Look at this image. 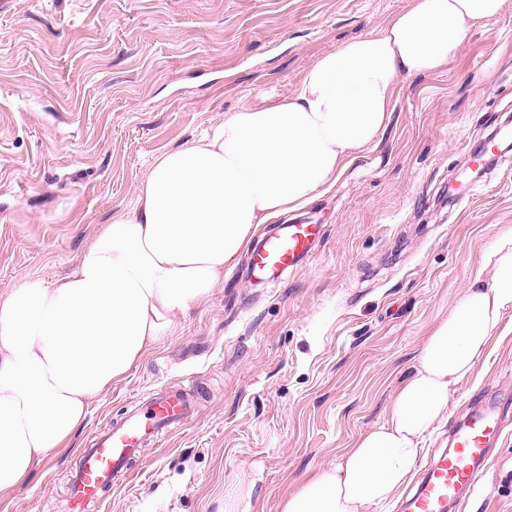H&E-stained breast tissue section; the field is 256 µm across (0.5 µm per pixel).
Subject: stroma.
<instances>
[{
	"label": "stroma",
	"mask_w": 512,
	"mask_h": 512,
	"mask_svg": "<svg viewBox=\"0 0 512 512\" xmlns=\"http://www.w3.org/2000/svg\"><path fill=\"white\" fill-rule=\"evenodd\" d=\"M406 0H0V293L66 273L135 201L153 158L258 94L295 89L314 59L383 25ZM512 120V0L448 66L400 81L378 147L296 219L327 237L267 288L229 268L174 336L93 401L69 447L0 512H56L95 426L148 388L194 390L197 418L140 452L101 512H280L381 420L433 324L512 229V150L448 185ZM512 393V332L449 400ZM465 512H512V430Z\"/></svg>",
	"instance_id": "35a3bbf8"
}]
</instances>
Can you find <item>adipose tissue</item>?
<instances>
[{
  "instance_id": "adipose-tissue-1",
  "label": "adipose tissue",
  "mask_w": 512,
  "mask_h": 512,
  "mask_svg": "<svg viewBox=\"0 0 512 512\" xmlns=\"http://www.w3.org/2000/svg\"><path fill=\"white\" fill-rule=\"evenodd\" d=\"M506 0H408L308 66L296 89L226 113L157 155L135 202L74 267L0 293V495L71 442L105 396L224 283L264 224L327 192L388 129L399 79L437 73ZM512 331V231L484 250L415 353L384 415L280 512H382L410 484L449 398Z\"/></svg>"
}]
</instances>
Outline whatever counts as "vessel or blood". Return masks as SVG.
Listing matches in <instances>:
<instances>
[{"instance_id": "b4317fda", "label": "vessel or blood", "mask_w": 512, "mask_h": 512, "mask_svg": "<svg viewBox=\"0 0 512 512\" xmlns=\"http://www.w3.org/2000/svg\"><path fill=\"white\" fill-rule=\"evenodd\" d=\"M325 237L321 224L278 225L252 249L250 279L257 285L277 283L284 273L309 261ZM195 412V399L178 388L146 390L132 398L122 418L97 433L90 447L79 450L58 512H99L125 478L139 449L179 430ZM511 422L512 398H488L474 404L453 425L447 448L427 463L397 512H463L467 500L478 492L492 449Z\"/></svg>"}]
</instances>
